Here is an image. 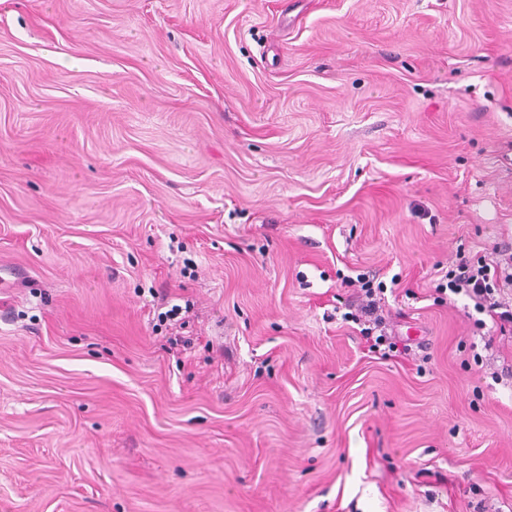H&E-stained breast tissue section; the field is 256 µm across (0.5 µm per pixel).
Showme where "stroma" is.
Listing matches in <instances>:
<instances>
[{
  "instance_id": "obj_1",
  "label": "stroma",
  "mask_w": 512,
  "mask_h": 512,
  "mask_svg": "<svg viewBox=\"0 0 512 512\" xmlns=\"http://www.w3.org/2000/svg\"><path fill=\"white\" fill-rule=\"evenodd\" d=\"M510 241L512 0H0V512H512ZM504 261V262H503ZM512 288V253L507 258L489 259L487 255H471L462 247H458L452 266L435 286L438 294H463L475 302L474 307L479 313L486 312L493 327L506 332L512 331V304L510 301L496 299V294L504 293V289ZM501 310V311H498ZM347 278L345 283L357 287L359 304L354 312L344 313L343 319L361 327L359 333L369 344L370 352L380 354L381 358L407 354L408 349H400L392 334L388 332L386 319L382 314L380 304L384 300L382 296L387 290V284L379 280V274L373 271L358 273L355 279ZM383 346L384 348H381Z\"/></svg>"
}]
</instances>
